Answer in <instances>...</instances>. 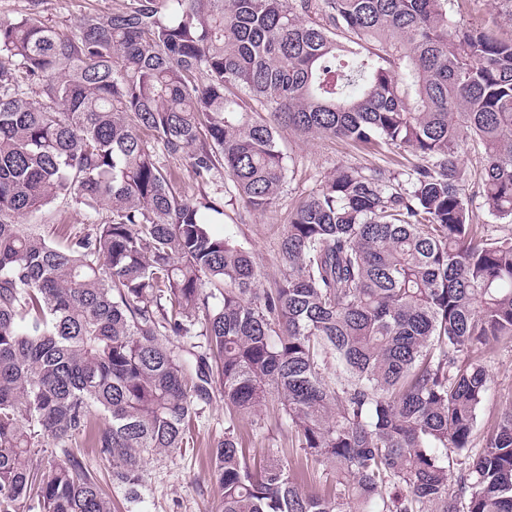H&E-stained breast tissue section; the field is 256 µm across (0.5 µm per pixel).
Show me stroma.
I'll return each mask as SVG.
<instances>
[{
  "label": "stroma",
  "mask_w": 512,
  "mask_h": 512,
  "mask_svg": "<svg viewBox=\"0 0 512 512\" xmlns=\"http://www.w3.org/2000/svg\"><path fill=\"white\" fill-rule=\"evenodd\" d=\"M123 0H43L41 16L52 25L71 24L90 13L109 12ZM453 21L485 22L500 38H512V0H462L451 7ZM279 145L287 157L288 170L282 192L273 207L254 212L242 203L231 178L224 171L215 172L206 183L195 181L185 156L166 158L167 167L180 174L178 186L187 196L206 194L224 200V212L216 216L213 231L229 236L249 249L259 271L261 287L271 288L282 270L280 243L296 205L323 183L339 166L370 167L379 165L401 171L404 158L348 140L304 137L293 130L279 131ZM86 220L84 209L75 201H57L29 220L22 228L37 225L43 234L62 239L66 232L81 227ZM490 376V387L480 408L474 432L475 446H482L489 431L500 419L506 405L512 404V340L485 346L479 357ZM224 434V404L213 400L195 423L194 445L186 452L168 457L147 458L143 468L141 496L128 502L124 492L109 486L112 512H219L220 490L210 455L213 442ZM238 435L251 454L263 456L266 449L276 448L289 474L298 483L319 494H328L326 464L305 459L294 439L277 402L262 406L253 419L240 423Z\"/></svg>",
  "instance_id": "obj_1"
}]
</instances>
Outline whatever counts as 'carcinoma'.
Masks as SVG:
<instances>
[{
    "instance_id": "cac0c4a2",
    "label": "carcinoma",
    "mask_w": 512,
    "mask_h": 512,
    "mask_svg": "<svg viewBox=\"0 0 512 512\" xmlns=\"http://www.w3.org/2000/svg\"><path fill=\"white\" fill-rule=\"evenodd\" d=\"M31 2L0 20V512H112L77 439L135 496L145 458L187 447L216 398L220 512H512V408L472 443L490 382L475 353L512 340V233L484 238L469 208L512 220V39L452 22L448 0H127L70 29ZM279 125L415 162L337 168L261 289L209 228L224 202L178 191L139 130L264 211ZM59 199L90 228L20 230ZM272 398L333 468L329 495L239 442ZM41 442L58 457L43 470Z\"/></svg>"
}]
</instances>
